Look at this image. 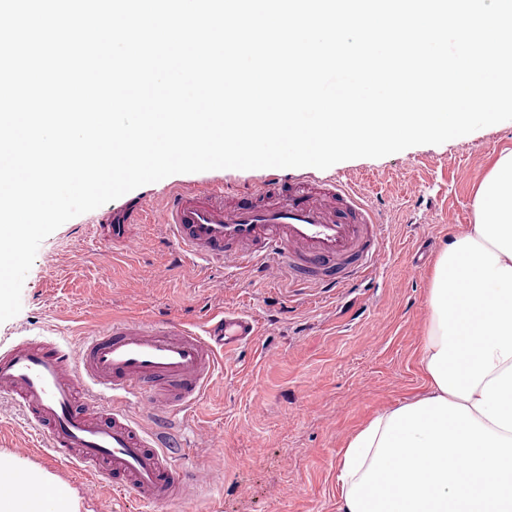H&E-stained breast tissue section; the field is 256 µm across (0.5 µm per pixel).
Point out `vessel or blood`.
Instances as JSON below:
<instances>
[{
	"label": "vessel or blood",
	"mask_w": 512,
	"mask_h": 512,
	"mask_svg": "<svg viewBox=\"0 0 512 512\" xmlns=\"http://www.w3.org/2000/svg\"><path fill=\"white\" fill-rule=\"evenodd\" d=\"M370 199L364 184L341 180L317 188L300 179L285 190L273 179L229 205L215 190L179 188L161 222L187 269L220 258L270 282L341 288L377 268L384 225ZM256 334L248 315L228 309L203 335L175 319L124 320L64 345L22 343L0 352V398L26 414L49 458L88 473L87 495L114 479L160 512L214 480L175 465L182 442L168 430L171 415L201 398L220 353Z\"/></svg>",
	"instance_id": "obj_1"
}]
</instances>
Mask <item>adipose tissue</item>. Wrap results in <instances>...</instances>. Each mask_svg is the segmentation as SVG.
Listing matches in <instances>:
<instances>
[{
  "instance_id": "1",
  "label": "adipose tissue",
  "mask_w": 512,
  "mask_h": 512,
  "mask_svg": "<svg viewBox=\"0 0 512 512\" xmlns=\"http://www.w3.org/2000/svg\"><path fill=\"white\" fill-rule=\"evenodd\" d=\"M473 222L436 260L421 354L426 393L376 414L344 449L340 512H512V151L482 179ZM0 512H78L48 474Z\"/></svg>"
}]
</instances>
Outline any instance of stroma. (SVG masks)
I'll list each match as a JSON object with an SVG mask.
<instances>
[{
  "mask_svg": "<svg viewBox=\"0 0 512 512\" xmlns=\"http://www.w3.org/2000/svg\"><path fill=\"white\" fill-rule=\"evenodd\" d=\"M512 151V121L439 145H418L381 158H357L328 169H218L175 174L143 185L74 217L40 245L22 289V309L0 323V351L29 341H60L115 319H178L196 332L224 309L249 314L258 326L275 322L224 360L206 394L179 419L186 429L213 428L222 443L189 448L181 468L205 467L218 482L190 492L170 512H338L336 473L349 440L376 413L426 391L419 359L427 327L426 301L439 249L470 224L478 185L499 156ZM305 175L316 183L370 180L374 208L387 223L376 274L362 284L298 290L268 284L244 271L226 273L214 261L198 273L160 224H135L138 251L114 249L112 274L100 277L95 258L107 243L100 221L169 191L220 187L236 192L276 178ZM453 211L451 224H420L423 208ZM150 282L141 293L142 282ZM278 354L265 360V351ZM27 422L0 405V456H20L75 495L78 512H143L142 502L107 485L86 495L84 473L39 451Z\"/></svg>",
  "mask_w": 512,
  "mask_h": 512,
  "instance_id": "1",
  "label": "stroma"
}]
</instances>
